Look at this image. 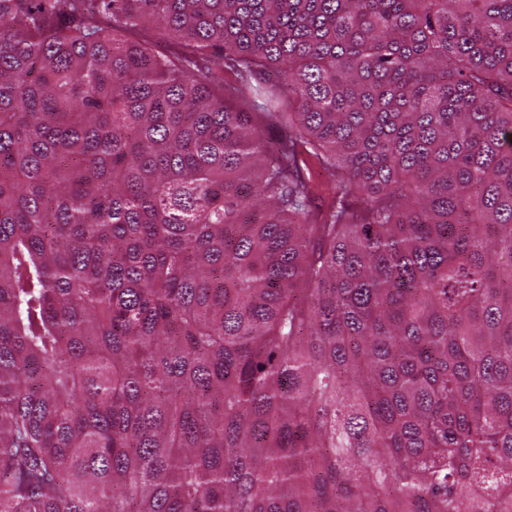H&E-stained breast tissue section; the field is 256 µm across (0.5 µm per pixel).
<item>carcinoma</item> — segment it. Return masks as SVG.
<instances>
[{
  "label": "carcinoma",
  "mask_w": 512,
  "mask_h": 512,
  "mask_svg": "<svg viewBox=\"0 0 512 512\" xmlns=\"http://www.w3.org/2000/svg\"><path fill=\"white\" fill-rule=\"evenodd\" d=\"M511 492L512 0H0V512Z\"/></svg>",
  "instance_id": "1"
}]
</instances>
